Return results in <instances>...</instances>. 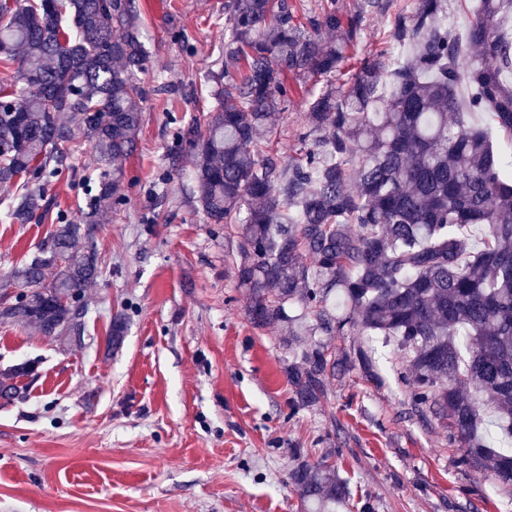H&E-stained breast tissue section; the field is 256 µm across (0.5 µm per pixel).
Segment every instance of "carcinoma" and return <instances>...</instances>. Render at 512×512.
Masks as SVG:
<instances>
[{
    "instance_id": "1",
    "label": "carcinoma",
    "mask_w": 512,
    "mask_h": 512,
    "mask_svg": "<svg viewBox=\"0 0 512 512\" xmlns=\"http://www.w3.org/2000/svg\"><path fill=\"white\" fill-rule=\"evenodd\" d=\"M458 2L461 31L448 26V0H413L396 14L388 42L403 56L364 58L321 92L300 157L281 167L251 146L295 91L288 76L326 77L350 58L361 14L332 0L302 22L285 0H235L224 49L244 71L224 73L206 128L180 138L204 216L241 226L237 279L251 323L281 325L283 343L300 351L288 364L294 405L319 402L343 368L329 343L305 346V333L392 337L411 409L446 422L460 462L507 487L512 452L496 447L478 398L511 437L512 160L496 143L512 142V0ZM147 59L133 0H0V63L17 66L0 84V184L26 187L0 199L6 217L28 224L51 209L39 180L58 172L77 132L112 166L84 182L85 223L57 217L39 253L13 270L25 300L1 295V321L81 335L84 309L70 298L101 274L92 229L123 203ZM125 332L114 316L108 341L119 346ZM290 483L307 512H336L352 496L324 460L298 464Z\"/></svg>"
}]
</instances>
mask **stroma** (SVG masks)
Instances as JSON below:
<instances>
[{"label": "stroma", "instance_id": "stroma-1", "mask_svg": "<svg viewBox=\"0 0 512 512\" xmlns=\"http://www.w3.org/2000/svg\"><path fill=\"white\" fill-rule=\"evenodd\" d=\"M233 0H136L148 52L138 80L144 122L123 163L124 202L97 225L99 278L84 289L85 330L62 341L0 322V374L32 367L0 396V512H305L289 482L300 457L326 459L375 512H512V488L458 462L437 421L411 411L408 375L376 343L372 371L356 360L364 338L332 337L350 362L320 402L295 409L280 326L254 327L240 288L238 225L206 220L193 167L176 140L205 125L232 64L224 23ZM361 13L358 57L383 49L389 20L412 0H337ZM333 77L306 79L258 140L286 165L301 147L309 95ZM67 170L48 178L54 214L79 220L84 177L102 168L85 142L65 144ZM53 228L0 222V294L14 267ZM128 332L107 344L115 314Z\"/></svg>", "mask_w": 512, "mask_h": 512}]
</instances>
